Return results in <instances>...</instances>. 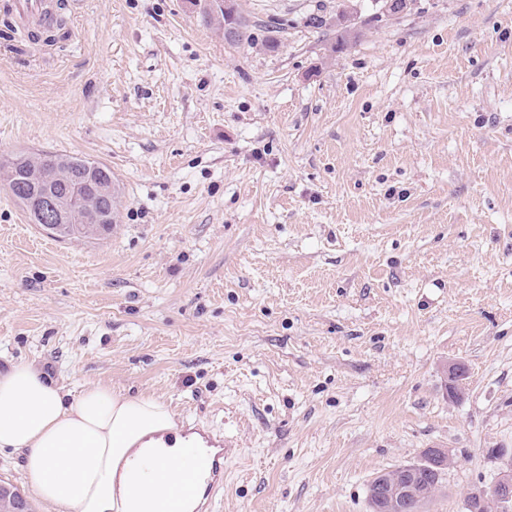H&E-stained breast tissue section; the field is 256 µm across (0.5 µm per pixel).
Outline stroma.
Here are the masks:
<instances>
[{"mask_svg":"<svg viewBox=\"0 0 512 512\" xmlns=\"http://www.w3.org/2000/svg\"><path fill=\"white\" fill-rule=\"evenodd\" d=\"M68 3L50 47L0 12V161L104 163L118 222L62 239L0 185V371L220 432L215 512H366L429 448L423 512H465L512 469V0H233L240 43L213 0ZM448 383H445V393L449 399L461 396L465 384V369L460 363H450L445 367ZM426 458L428 459V463L435 469L441 470L440 472L434 471L428 467L425 463H419V477L416 480L418 484L421 485V488H432L433 490H438L442 485L444 477L445 467H448L451 463L450 456L448 452L443 448H429L426 450ZM415 464H404L394 470L396 472L395 477L396 480H392L387 475L380 473L376 475L372 480L375 479L373 485H375V490L371 491L367 498V508L368 512H403L405 509L404 502L397 501L395 499L394 491L395 484L397 480L400 482L402 480H408L404 488L399 487V490L402 492H408L418 495V491L414 486V481H410V479L415 478V474L417 473V468L419 467ZM379 477V478H378ZM393 488V492H390ZM389 489V490H388Z\"/></svg>","mask_w":512,"mask_h":512,"instance_id":"obj_1","label":"stroma"}]
</instances>
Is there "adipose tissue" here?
Instances as JSON below:
<instances>
[{
	"mask_svg": "<svg viewBox=\"0 0 512 512\" xmlns=\"http://www.w3.org/2000/svg\"><path fill=\"white\" fill-rule=\"evenodd\" d=\"M23 456L31 492L55 512H158L191 462L168 407L88 385L68 398L28 363L0 374V453Z\"/></svg>",
	"mask_w": 512,
	"mask_h": 512,
	"instance_id": "ef3b65f1",
	"label": "adipose tissue"
}]
</instances>
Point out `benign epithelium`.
<instances>
[{"label":"benign epithelium","mask_w":512,"mask_h":512,"mask_svg":"<svg viewBox=\"0 0 512 512\" xmlns=\"http://www.w3.org/2000/svg\"><path fill=\"white\" fill-rule=\"evenodd\" d=\"M113 184L95 180L87 175L74 179L66 190L58 191L53 180L48 179L32 195H22V199L30 210L33 223L41 225L45 230L57 233L62 230H75L81 237L100 238L112 232V224L116 223V212L112 205ZM103 199L108 203V211L102 212L101 207L94 206L91 201ZM448 383L445 384L446 396L456 399L461 396L465 384V369L459 363H450L445 367ZM428 463L441 470L450 465L451 459L443 448L427 449ZM417 473V465L404 464L396 469L395 478L380 473L375 478L367 498L368 512H403L404 502L395 499L390 489L395 481H406L402 491L418 494L413 478ZM491 512H509L512 509V471L501 474L491 490L479 494Z\"/></svg>","instance_id":"obj_1"}]
</instances>
